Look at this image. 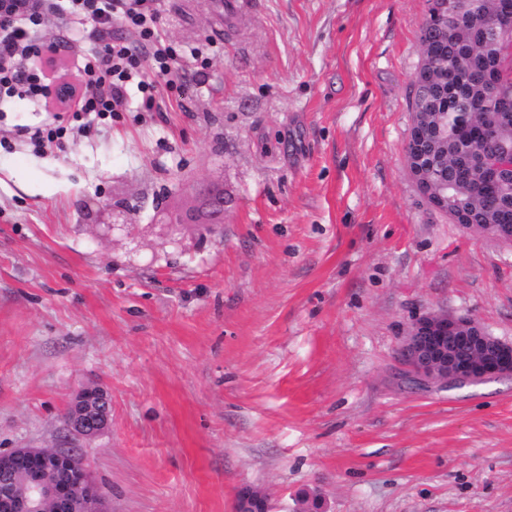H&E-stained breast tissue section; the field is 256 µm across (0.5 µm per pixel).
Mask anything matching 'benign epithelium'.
Masks as SVG:
<instances>
[{
    "label": "benign epithelium",
    "instance_id": "1",
    "mask_svg": "<svg viewBox=\"0 0 512 512\" xmlns=\"http://www.w3.org/2000/svg\"><path fill=\"white\" fill-rule=\"evenodd\" d=\"M448 0H434L429 20L434 30L448 34ZM483 32L512 35V11L506 10L486 19L481 14L461 12L454 15L455 25L471 19ZM479 80L490 88L499 86L500 71L480 66ZM77 95V84L63 74L57 79L53 104L57 107L71 103ZM496 118L480 129V139L496 145L497 153L492 161L478 157L463 176L464 183H478L486 188L512 185V146L503 145L506 131L512 127V97L498 98ZM426 135L420 123L412 125L405 149L406 164L415 177L422 195L434 208L448 214L458 224L480 234L512 242L511 224H492L481 229L469 224V209L459 201L464 187L435 189L434 184L422 176L417 166L414 149ZM198 196L216 214L224 212V191L214 185L197 190ZM136 207L130 203L112 208V223L132 224ZM398 355L407 368L408 377L427 388H446L468 384H483L512 378V343L489 334L470 317H452L443 313H431L416 319L404 336ZM111 409L108 394L100 388L81 390L68 409L67 428L77 437L92 438L106 428ZM76 451L69 448H16L0 453V477L11 475L18 464L26 463L33 468L37 480L18 489L0 491V512H45L41 503L50 504L52 512H106L91 479L87 463L72 470ZM57 470L74 471L70 480H45L42 475ZM238 512H273L270 499L261 491L244 487L238 494Z\"/></svg>",
    "mask_w": 512,
    "mask_h": 512
}]
</instances>
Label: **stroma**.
I'll return each instance as SVG.
<instances>
[{
    "instance_id": "35a3bbf8",
    "label": "stroma",
    "mask_w": 512,
    "mask_h": 512,
    "mask_svg": "<svg viewBox=\"0 0 512 512\" xmlns=\"http://www.w3.org/2000/svg\"><path fill=\"white\" fill-rule=\"evenodd\" d=\"M161 0L183 92L129 84L69 148L0 113V451L75 448L112 512H512V379L421 389L431 312L512 342V243L434 209L405 163L430 0ZM202 48L199 64L190 55ZM224 185L220 224H157ZM130 200L136 221H112ZM100 387L91 439L64 416ZM64 126L48 124L31 136V141L40 150L50 148L63 152L66 147ZM108 394L100 388L81 390L68 409L67 428L77 437L92 438L106 428L111 409ZM270 499L261 491L244 487L238 494L239 512H273Z\"/></svg>"
}]
</instances>
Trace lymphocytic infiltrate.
<instances>
[{
  "mask_svg": "<svg viewBox=\"0 0 512 512\" xmlns=\"http://www.w3.org/2000/svg\"><path fill=\"white\" fill-rule=\"evenodd\" d=\"M69 13L76 19H91L87 37L99 50L83 55L79 40L64 46L80 62V98L77 111L106 118L126 109L127 87L137 81L145 94L143 108L158 109L156 97L173 90L177 58L174 47L161 38L162 15L157 0H69ZM56 0H0V104L18 98L38 104L52 90L39 62L46 44L42 26L57 12ZM133 30L136 42L112 34L113 24Z\"/></svg>",
  "mask_w": 512,
  "mask_h": 512,
  "instance_id": "f902f5d3",
  "label": "lymphocytic infiltrate"
}]
</instances>
